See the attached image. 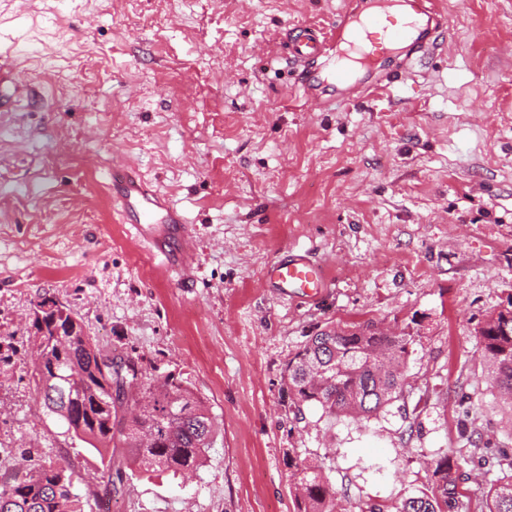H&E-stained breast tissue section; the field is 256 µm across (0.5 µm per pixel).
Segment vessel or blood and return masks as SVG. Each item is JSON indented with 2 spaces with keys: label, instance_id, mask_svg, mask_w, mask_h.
Instances as JSON below:
<instances>
[{
  "label": "vessel or blood",
  "instance_id": "vessel-or-blood-1",
  "mask_svg": "<svg viewBox=\"0 0 512 512\" xmlns=\"http://www.w3.org/2000/svg\"><path fill=\"white\" fill-rule=\"evenodd\" d=\"M448 17L440 0H366L364 7L341 12L328 32L295 27L289 41L291 57L304 64L301 83L306 101L318 90H343L355 83L357 70L373 71L379 60L409 48H425L445 30ZM113 195L122 216L133 222L138 238L155 251L163 240H188L186 215L167 197L153 190L130 163L113 169ZM267 287L281 295L314 297L326 285L319 266L305 258H284L267 266Z\"/></svg>",
  "mask_w": 512,
  "mask_h": 512
}]
</instances>
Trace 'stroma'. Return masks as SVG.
Instances as JSON below:
<instances>
[{
	"instance_id": "stroma-1",
	"label": "stroma",
	"mask_w": 512,
	"mask_h": 512,
	"mask_svg": "<svg viewBox=\"0 0 512 512\" xmlns=\"http://www.w3.org/2000/svg\"><path fill=\"white\" fill-rule=\"evenodd\" d=\"M348 0H0V59L26 92L0 111V477L67 460L112 512H296L289 459H315L336 512L385 505L459 463L467 512L512 474V400L478 330L512 297V0H445L447 39L372 94L309 107L294 26ZM137 166L195 228L181 287L121 220ZM303 256L313 298L263 281ZM144 377L174 375L219 433L198 470L146 475L47 417L28 385L42 297ZM413 336L404 399L376 416L295 419L288 361L328 326Z\"/></svg>"
}]
</instances>
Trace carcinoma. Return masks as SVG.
<instances>
[{
  "instance_id": "carcinoma-1",
  "label": "carcinoma",
  "mask_w": 512,
  "mask_h": 512,
  "mask_svg": "<svg viewBox=\"0 0 512 512\" xmlns=\"http://www.w3.org/2000/svg\"><path fill=\"white\" fill-rule=\"evenodd\" d=\"M33 340L41 337L32 334ZM484 357L496 386L512 395V310L498 312L480 331ZM51 350L28 370L29 384L44 408L56 415L65 433L97 453L111 445L125 448L142 472L200 468L217 434V421L205 402L179 379L167 375L142 383L140 396L128 402L112 396V385L138 377L132 358L110 365L112 351L92 337H51ZM413 337L390 335L371 323L339 334L326 328L310 337L288 362L284 381L295 418L318 406L328 416L369 418L403 397L408 386L406 358ZM297 512H336V490L321 466L294 465ZM429 490L419 489L390 506L366 504L361 512H457L459 477L448 460L440 461ZM80 476L64 460L38 464L0 479V512H84L75 492ZM488 512H512V475L492 485Z\"/></svg>"
}]
</instances>
